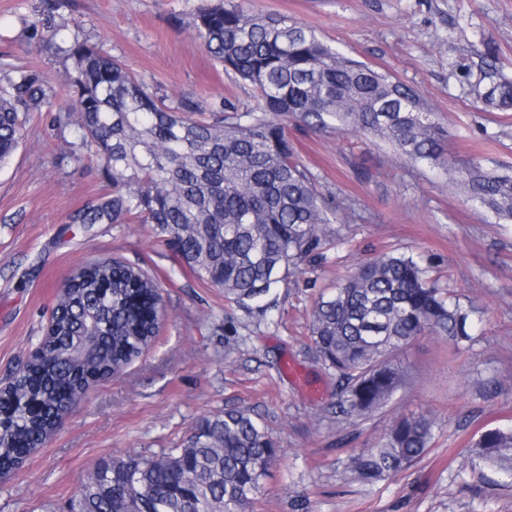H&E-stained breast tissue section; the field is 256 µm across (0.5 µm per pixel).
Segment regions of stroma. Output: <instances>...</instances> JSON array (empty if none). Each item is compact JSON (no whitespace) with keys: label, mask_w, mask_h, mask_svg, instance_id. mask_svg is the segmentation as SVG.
Returning <instances> with one entry per match:
<instances>
[{"label":"stroma","mask_w":512,"mask_h":512,"mask_svg":"<svg viewBox=\"0 0 512 512\" xmlns=\"http://www.w3.org/2000/svg\"><path fill=\"white\" fill-rule=\"evenodd\" d=\"M207 0H0V78L34 70L56 89L0 169V384L39 345L65 280L110 258L146 270L167 318L152 346L95 379L23 466L0 477V512H67L88 470L107 459L182 446L202 418L227 408L261 416L277 458L251 512H512V481L475 463L472 440L512 427V223L451 186L428 162L404 161L357 133L289 125L297 159L322 191L351 200L333 245L277 290L267 318L228 305L142 224L71 223L107 200L110 181L64 113L73 62L42 37L89 40L142 76L150 92L251 111L253 86L213 60L194 18ZM256 10L312 29L340 53L419 90L442 126L448 159L512 172V109L487 99L512 83V0H254ZM396 251L419 256L441 287L483 315L464 349L426 334L397 354L408 381L369 418L331 412L336 376L310 341L320 294L357 264ZM434 420L427 454L398 476L365 482L351 455L404 415Z\"/></svg>","instance_id":"35a3bbf8"}]
</instances>
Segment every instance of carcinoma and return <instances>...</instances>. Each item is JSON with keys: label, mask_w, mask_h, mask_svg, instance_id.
<instances>
[{"label": "carcinoma", "mask_w": 512, "mask_h": 512, "mask_svg": "<svg viewBox=\"0 0 512 512\" xmlns=\"http://www.w3.org/2000/svg\"><path fill=\"white\" fill-rule=\"evenodd\" d=\"M207 52L257 95L240 112L230 101L205 112L190 97L166 102L118 60L79 40L60 51L74 60L65 87L82 144L112 185L107 201L70 216L77 224L150 225L177 242L181 263L224 297L262 316L278 285L329 242V225L351 205L325 195L294 157L288 120L312 131H354L387 141L408 161L448 172L443 130L411 86L347 57L299 23L214 0L195 20ZM52 87L35 71L0 86V166L29 133ZM488 99L512 106V83ZM498 220L512 222V174H493L474 160L452 178ZM157 283L140 267L108 258L90 262L59 298L53 336L42 360L14 376L0 396V472L19 468L51 429L53 411L80 397L88 375L118 372L154 342L160 326L146 317ZM475 322L437 285L422 260L384 253L349 271L316 302L310 321L318 357L336 373L335 413L360 420L384 408L403 386L395 353L426 332L458 347ZM431 418L393 421L348 467L366 481L395 476L422 458ZM262 419L226 409L197 423L180 448L158 457L99 463L68 512H121L131 492L139 512H247L277 456ZM470 453L512 479V428L483 431Z\"/></svg>", "instance_id": "1"}]
</instances>
